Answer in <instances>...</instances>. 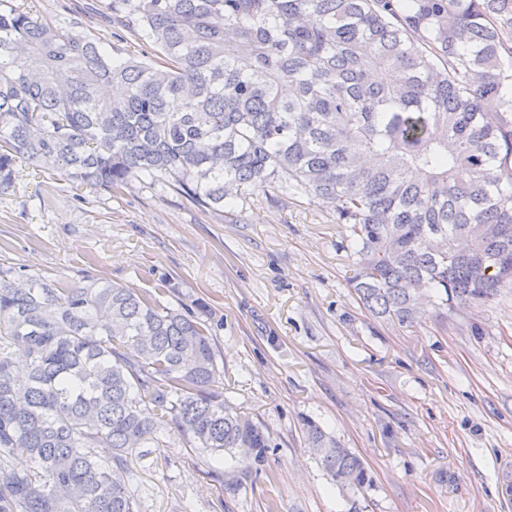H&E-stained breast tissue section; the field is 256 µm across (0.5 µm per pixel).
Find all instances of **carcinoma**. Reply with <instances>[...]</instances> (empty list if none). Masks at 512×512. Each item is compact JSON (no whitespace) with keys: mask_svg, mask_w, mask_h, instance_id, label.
<instances>
[{"mask_svg":"<svg viewBox=\"0 0 512 512\" xmlns=\"http://www.w3.org/2000/svg\"><path fill=\"white\" fill-rule=\"evenodd\" d=\"M111 6L152 46L143 59L0 0V190L21 160L81 201L140 176L204 209L273 184L330 208L375 315L410 321L426 289L452 309L512 288V0ZM217 377L187 308L0 272V512H136L127 455L164 421L214 455L262 459L268 435ZM306 426L336 484L363 487V461Z\"/></svg>","mask_w":512,"mask_h":512,"instance_id":"obj_1","label":"carcinoma"}]
</instances>
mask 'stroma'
<instances>
[{
	"label": "stroma",
	"mask_w": 512,
	"mask_h": 512,
	"mask_svg": "<svg viewBox=\"0 0 512 512\" xmlns=\"http://www.w3.org/2000/svg\"><path fill=\"white\" fill-rule=\"evenodd\" d=\"M109 3L25 0L113 60L141 58L149 43ZM354 262L328 207L268 186L227 209L148 177L79 202L60 173L21 162L0 192V270L99 277L195 310L225 400L269 434L261 460L217 458L164 424L128 456L137 512H512V290L428 300L401 325L362 307ZM309 420L363 460L364 489L326 474Z\"/></svg>",
	"instance_id": "stroma-1"
}]
</instances>
